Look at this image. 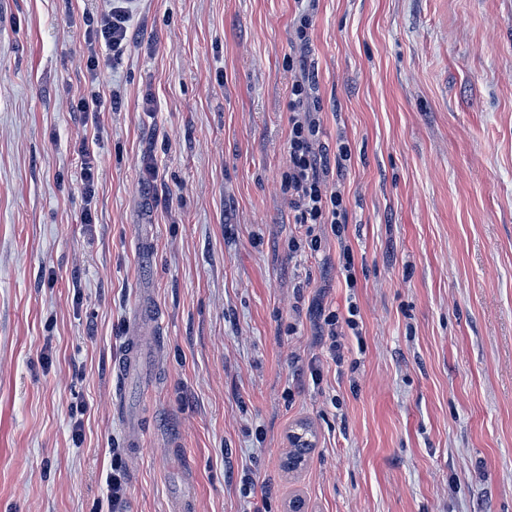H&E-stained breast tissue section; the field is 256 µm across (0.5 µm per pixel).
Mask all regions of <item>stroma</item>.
Returning a JSON list of instances; mask_svg holds the SVG:
<instances>
[{"instance_id":"obj_1","label":"stroma","mask_w":512,"mask_h":512,"mask_svg":"<svg viewBox=\"0 0 512 512\" xmlns=\"http://www.w3.org/2000/svg\"><path fill=\"white\" fill-rule=\"evenodd\" d=\"M119 4L0 0V512H108L116 448L126 512H512V0H316L353 288L334 236L288 250L297 0H139L90 70L82 15ZM352 301L337 364L319 311ZM77 107L81 112H84L87 120H90L98 131L94 141L91 140L89 144L88 141L84 140L79 148L81 162L77 179L79 178L86 199L90 200L95 193L93 160H95V147L99 144V131L102 128L100 119L104 114L103 112L114 111L117 108V102L111 96L107 97L104 94L94 93L90 97H81Z\"/></svg>"}]
</instances>
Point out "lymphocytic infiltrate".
<instances>
[{
	"instance_id": "f902f5d3",
	"label": "lymphocytic infiltrate",
	"mask_w": 512,
	"mask_h": 512,
	"mask_svg": "<svg viewBox=\"0 0 512 512\" xmlns=\"http://www.w3.org/2000/svg\"><path fill=\"white\" fill-rule=\"evenodd\" d=\"M313 6H305L295 22L292 41L299 54L295 61V78L288 93V171L285 183L288 189V208L301 236L292 242V250L308 245L316 251L325 234H332L341 245L339 266L347 287L357 283L352 249L346 243L348 208L340 178L351 160L346 143L336 145L335 153H328L322 145L323 136L320 108L315 101L318 91L316 75L311 68L306 50L313 26ZM129 15L112 9L103 14H86L85 43L93 45L104 41L112 52H119L127 38ZM360 310L349 303L346 313L331 310L322 316L320 342L334 362L343 359V336H360Z\"/></svg>"
}]
</instances>
